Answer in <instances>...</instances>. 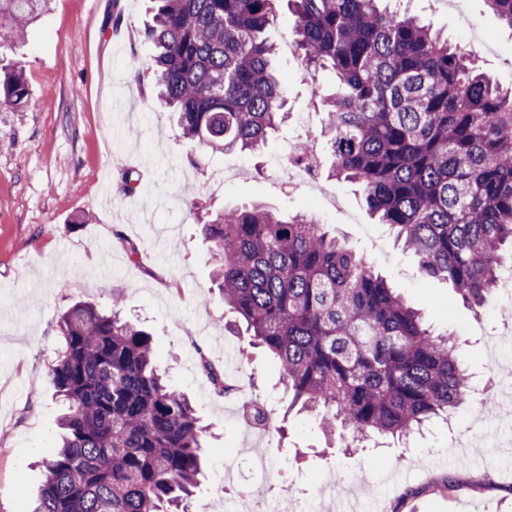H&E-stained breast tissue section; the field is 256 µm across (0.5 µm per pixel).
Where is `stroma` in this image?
<instances>
[{"label": "stroma", "instance_id": "1", "mask_svg": "<svg viewBox=\"0 0 512 512\" xmlns=\"http://www.w3.org/2000/svg\"><path fill=\"white\" fill-rule=\"evenodd\" d=\"M450 44L466 45L481 72L512 88V29L484 0H401ZM150 0H50L24 40L0 50V67L24 73L28 101L0 105V512H27L44 480L41 458L55 446L63 410L49 366L57 322L72 302L90 301L149 331L155 362L192 400L212 436L201 459L192 512H225L224 479L247 476L249 457L269 458L260 501L288 497L297 512H321L322 487L354 512H512V400H480L448 423L381 448H347L324 435L311 413L288 412V392L264 349L239 333L211 281L213 259L200 234L207 211L261 204L282 214L308 212L335 225L407 305L425 312L437 334H453L475 389L512 377V327L497 293L474 313L447 282L421 275L388 226L370 216L357 187L320 171L322 191L275 178L296 138H321L312 84L331 90V74L309 77L286 35L295 18L277 4L272 38L287 95L288 121L261 153L187 148L149 83L137 82L153 56L137 33ZM123 15L114 34L112 12ZM225 169L224 188L190 197L207 175ZM136 184L117 189L120 176ZM80 228H73L75 220ZM134 241L141 263L123 258ZM247 349L235 384L274 405L282 417L263 437L235 429V400L214 391L202 365L223 369V347Z\"/></svg>", "mask_w": 512, "mask_h": 512}]
</instances>
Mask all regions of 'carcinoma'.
I'll return each instance as SVG.
<instances>
[{
	"instance_id": "carcinoma-1",
	"label": "carcinoma",
	"mask_w": 512,
	"mask_h": 512,
	"mask_svg": "<svg viewBox=\"0 0 512 512\" xmlns=\"http://www.w3.org/2000/svg\"><path fill=\"white\" fill-rule=\"evenodd\" d=\"M142 37L157 98L189 145L256 151L285 121L267 35L278 0H152ZM309 71H328L322 137L330 177L359 186L379 223L479 313L512 247V91L466 53L379 0H287ZM47 0H0V49ZM512 27V0H486ZM28 101L0 75V105ZM224 306L277 360L288 408L360 444L406 438L470 401L456 345L434 336L372 266L312 215L258 206L201 225ZM50 372L66 403L60 442L28 512H188L204 430L154 365L151 335L79 301L58 321Z\"/></svg>"
}]
</instances>
